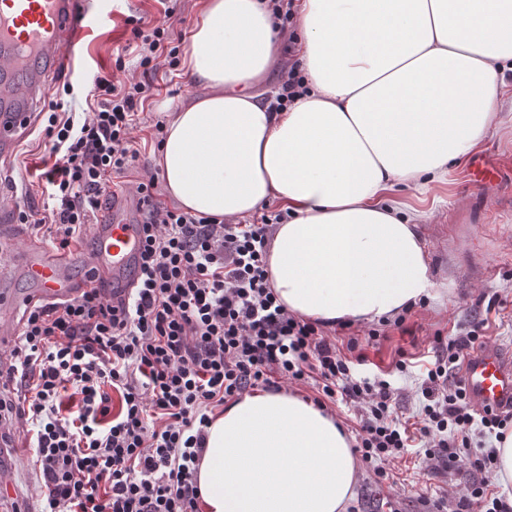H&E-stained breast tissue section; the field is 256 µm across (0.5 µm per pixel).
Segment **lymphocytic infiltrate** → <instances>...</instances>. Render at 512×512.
<instances>
[{"mask_svg":"<svg viewBox=\"0 0 512 512\" xmlns=\"http://www.w3.org/2000/svg\"><path fill=\"white\" fill-rule=\"evenodd\" d=\"M165 20L134 27L141 75L99 74L82 115L50 112L44 132L56 160L43 174L53 206L22 209L31 225L66 248L94 223L115 179L135 167L140 110L152 75L180 65L181 37ZM157 176L136 185L144 244L128 300L98 291L28 310L9 356L0 429L28 435L41 478L42 512H199L197 474L211 417L224 403L263 387L312 381L315 404L350 405L356 451L386 477L385 462L416 441L433 467L469 469L474 479L454 512H512L491 488L496 449L474 452L473 431L505 429L512 412L478 415L458 377L483 340L486 319L450 339L435 337L423 363L421 417L398 415V391L381 378H355L365 354L343 355L323 322L289 313L267 275L272 225L284 213L238 224L198 216L159 200Z\"/></svg>","mask_w":512,"mask_h":512,"instance_id":"obj_1","label":"lymphocytic infiltrate"}]
</instances>
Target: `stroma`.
Returning <instances> with one entry per match:
<instances>
[{
	"mask_svg": "<svg viewBox=\"0 0 512 512\" xmlns=\"http://www.w3.org/2000/svg\"><path fill=\"white\" fill-rule=\"evenodd\" d=\"M91 21L72 50L67 72L53 75L50 82L68 109L83 111L85 99L97 72L123 79L136 71V56L123 57L124 70H116L118 51L132 41L131 18L152 25L163 18L158 0H85ZM71 94H64V85ZM202 87L184 71L175 77L158 74L154 94L145 104L152 118H161L165 108L200 96ZM51 145L40 132L22 142L9 171L0 179V196L26 209L42 210L46 198L41 174L55 161ZM491 159L504 169L496 184L476 186L471 176L474 161ZM425 208L432 214L419 231L428 250L429 269L435 284L434 295L415 305L406 315L404 330L389 329L386 339L368 344L370 323L335 327L339 344L357 338V349L381 369L393 387L399 388V414L416 418L423 401L418 357L430 351L435 336L466 332L475 313L488 315L485 336L512 352V112H502L501 126L481 148L460 166L452 167L448 183L431 190ZM495 310H488L489 299ZM411 367L408 373L395 368L398 358ZM17 456L12 457L13 482L17 498H0V512H36L38 501L34 470L35 454L27 438L17 437ZM389 477L378 480L372 469L360 465L354 512H426L429 505L451 497L472 479L467 469L433 470L422 465L418 453L411 452L388 466Z\"/></svg>",
	"mask_w": 512,
	"mask_h": 512,
	"instance_id": "stroma-1",
	"label": "stroma"
}]
</instances>
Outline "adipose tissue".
Instances as JSON below:
<instances>
[{
  "label": "adipose tissue",
  "mask_w": 512,
  "mask_h": 512,
  "mask_svg": "<svg viewBox=\"0 0 512 512\" xmlns=\"http://www.w3.org/2000/svg\"><path fill=\"white\" fill-rule=\"evenodd\" d=\"M309 92L281 112L257 90L285 42ZM512 0H207L185 65L204 88L167 112L158 166L185 211L235 223L269 201L268 278L294 315L375 321L431 297L427 211L402 201L448 180L512 109ZM357 465L335 418L258 390L217 415L200 512H346Z\"/></svg>",
  "instance_id": "ef3b65f1"
}]
</instances>
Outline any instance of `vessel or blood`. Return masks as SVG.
I'll list each match as a JSON object with an SVG mask.
<instances>
[{
	"mask_svg": "<svg viewBox=\"0 0 512 512\" xmlns=\"http://www.w3.org/2000/svg\"><path fill=\"white\" fill-rule=\"evenodd\" d=\"M87 15L82 0H0V168L8 166L20 142L38 123V103L49 96L50 75L68 71L76 35ZM138 199L112 197L85 257L55 250L36 240L19 247L0 225V259L10 260L32 284L31 292H0V309L17 313L38 303H61L93 289L128 297L137 280L141 236ZM83 264V274L73 272ZM462 379L479 409H512V355L489 344L466 357Z\"/></svg>",
	"mask_w": 512,
	"mask_h": 512,
	"instance_id": "b4317fda",
	"label": "vessel or blood"
}]
</instances>
